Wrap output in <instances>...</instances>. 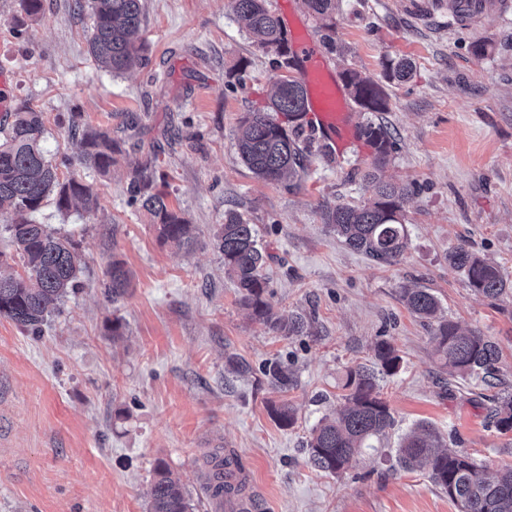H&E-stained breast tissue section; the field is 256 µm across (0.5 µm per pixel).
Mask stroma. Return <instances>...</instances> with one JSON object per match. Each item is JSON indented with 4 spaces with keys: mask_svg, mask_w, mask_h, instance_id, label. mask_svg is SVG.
I'll list each match as a JSON object with an SVG mask.
<instances>
[{
    "mask_svg": "<svg viewBox=\"0 0 512 512\" xmlns=\"http://www.w3.org/2000/svg\"><path fill=\"white\" fill-rule=\"evenodd\" d=\"M497 3L463 25L446 9L416 19L398 0H341L334 45L321 55L334 73L351 68L383 83L388 110L354 118L388 129L395 150L383 175L410 190L408 247L398 263L380 265L324 219L369 198L357 178L373 163L369 146L307 154L298 177L280 184L240 161L239 119L264 105L282 71L231 0H143L146 49L121 75L90 58V21L77 0H43L34 18L21 0H0L10 94L42 112V147L60 177L81 178L99 198L93 214L50 199L33 215L82 255L79 287L42 333L0 317V512H147L160 461L192 512H218L202 490L218 448L239 460L254 512H458L425 473L398 462L401 437L422 422L489 473L512 467V432L493 421L497 396L512 391V295H479L448 264L462 246L512 282V9ZM476 42L485 55L473 53ZM401 58L411 78L386 80V63ZM70 112L124 140L108 176L80 162L58 121ZM150 157L170 206L195 227L191 252L161 243L129 201L128 165ZM231 211L255 225L268 255L274 315L310 317L309 334L281 336L241 304L214 241ZM114 257L131 279L116 299L106 275ZM406 288L428 289L441 316L498 345L496 385L440 367L430 326L402 301ZM381 339L403 358L379 381L392 430L344 472L315 470L305 448L312 428L342 404L347 370L374 365ZM272 360L292 370L288 391L263 376ZM284 402L296 415L289 428L271 414Z\"/></svg>",
    "mask_w": 512,
    "mask_h": 512,
    "instance_id": "35a3bbf8",
    "label": "stroma"
}]
</instances>
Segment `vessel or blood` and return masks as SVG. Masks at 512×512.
<instances>
[{"label":"vessel or blood","instance_id":"b4317fda","mask_svg":"<svg viewBox=\"0 0 512 512\" xmlns=\"http://www.w3.org/2000/svg\"><path fill=\"white\" fill-rule=\"evenodd\" d=\"M292 52L300 61V75L308 87V122L336 152H343L356 142L357 130L341 87L309 36L294 37Z\"/></svg>","mask_w":512,"mask_h":512}]
</instances>
